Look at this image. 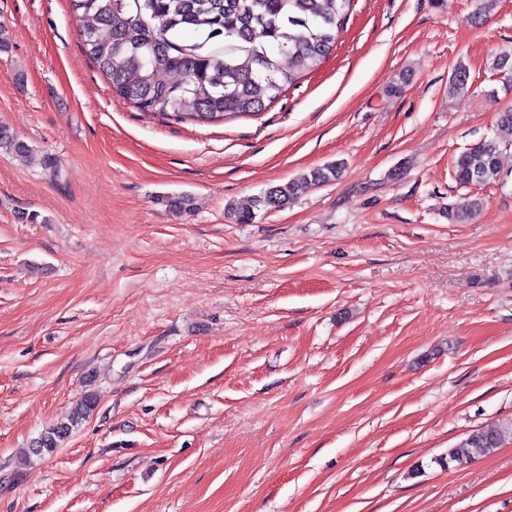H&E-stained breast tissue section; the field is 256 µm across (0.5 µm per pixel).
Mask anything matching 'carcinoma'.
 <instances>
[{
    "label": "carcinoma",
    "instance_id": "obj_1",
    "mask_svg": "<svg viewBox=\"0 0 512 512\" xmlns=\"http://www.w3.org/2000/svg\"><path fill=\"white\" fill-rule=\"evenodd\" d=\"M354 0H70L72 11L92 20L83 33L86 53L112 90L146 112L180 119L216 121L255 115L315 70L336 46ZM505 86L512 85V53L496 57ZM0 151L19 161L32 147L0 128ZM500 144L481 140L454 161L462 187L504 183ZM342 164L315 167L300 177L269 187L246 206L229 204L227 218L251 224L260 212L288 204L299 183L334 181ZM169 212L194 209L189 194L162 199ZM484 205L465 197L448 205V222L466 223ZM87 393L65 419L33 441L36 455L51 453L96 408ZM512 439V427L473 431L463 448L448 450V462H471Z\"/></svg>",
    "mask_w": 512,
    "mask_h": 512
}]
</instances>
